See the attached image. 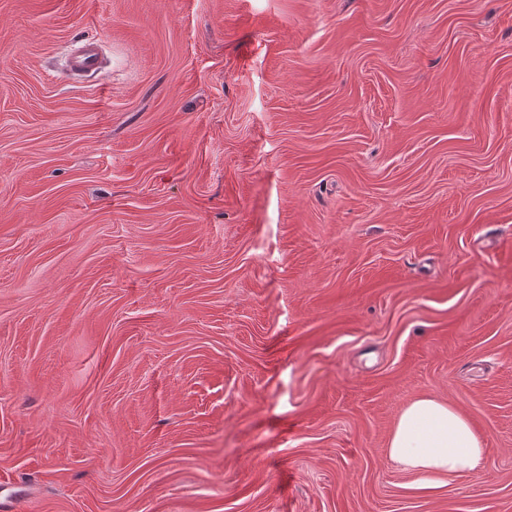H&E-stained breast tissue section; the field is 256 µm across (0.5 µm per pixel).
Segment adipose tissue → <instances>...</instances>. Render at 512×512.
Returning a JSON list of instances; mask_svg holds the SVG:
<instances>
[{
    "instance_id": "1",
    "label": "adipose tissue",
    "mask_w": 512,
    "mask_h": 512,
    "mask_svg": "<svg viewBox=\"0 0 512 512\" xmlns=\"http://www.w3.org/2000/svg\"><path fill=\"white\" fill-rule=\"evenodd\" d=\"M387 454L410 474L414 488H439L480 473L486 464L484 438L453 403L434 397L410 402L388 440Z\"/></svg>"
}]
</instances>
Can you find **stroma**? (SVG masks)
Segmentation results:
<instances>
[{
  "label": "stroma",
  "mask_w": 512,
  "mask_h": 512,
  "mask_svg": "<svg viewBox=\"0 0 512 512\" xmlns=\"http://www.w3.org/2000/svg\"><path fill=\"white\" fill-rule=\"evenodd\" d=\"M5 501L512 512V0H0ZM67 70L73 76H90L101 73L103 58L97 40L87 39L82 45L70 51L65 60ZM387 454L410 474L417 489L439 488L451 480L482 472L484 438L451 402L420 397L400 414L388 440Z\"/></svg>",
  "instance_id": "obj_1"
}]
</instances>
